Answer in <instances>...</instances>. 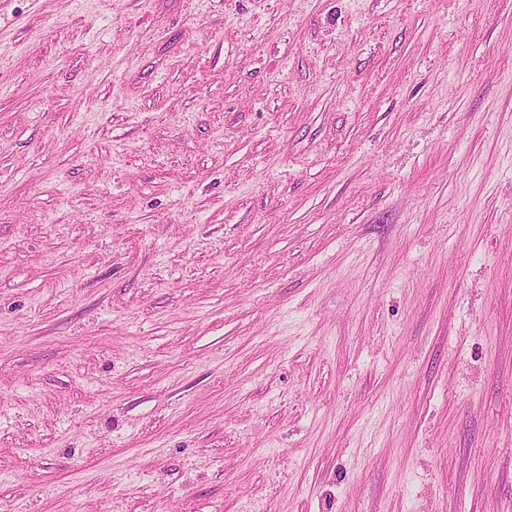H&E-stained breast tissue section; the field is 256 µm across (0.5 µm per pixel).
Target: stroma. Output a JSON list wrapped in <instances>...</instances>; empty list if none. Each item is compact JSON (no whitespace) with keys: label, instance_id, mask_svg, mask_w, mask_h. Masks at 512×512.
<instances>
[{"label":"stroma","instance_id":"35a3bbf8","mask_svg":"<svg viewBox=\"0 0 512 512\" xmlns=\"http://www.w3.org/2000/svg\"><path fill=\"white\" fill-rule=\"evenodd\" d=\"M0 512H512V0H0Z\"/></svg>","mask_w":512,"mask_h":512}]
</instances>
